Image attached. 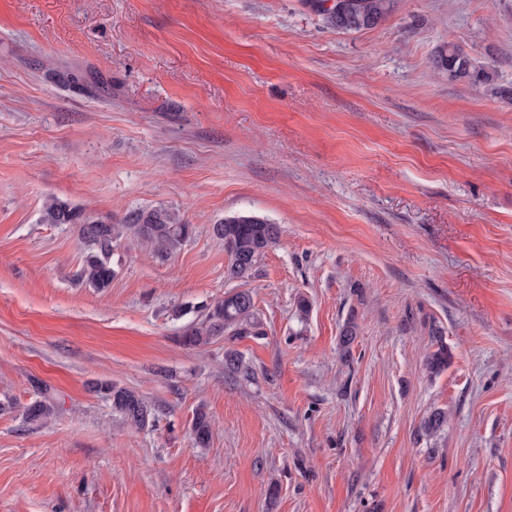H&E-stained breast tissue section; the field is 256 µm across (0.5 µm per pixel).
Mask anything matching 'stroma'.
Instances as JSON below:
<instances>
[{
	"instance_id": "1",
	"label": "stroma",
	"mask_w": 512,
	"mask_h": 512,
	"mask_svg": "<svg viewBox=\"0 0 512 512\" xmlns=\"http://www.w3.org/2000/svg\"><path fill=\"white\" fill-rule=\"evenodd\" d=\"M448 44L494 87L437 71ZM51 198L193 232L166 259L123 241L97 291ZM237 213L282 228L257 324L185 346L238 287L212 234ZM41 383L56 412L33 425ZM4 397L0 512H512V0H395L358 32L311 0H0ZM100 389L112 397L113 407L129 425L142 429L152 421L151 406L135 391L107 382L101 383ZM192 439L198 448H206L212 439V425L210 417L204 408L196 409L191 425Z\"/></svg>"
}]
</instances>
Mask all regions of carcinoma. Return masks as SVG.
Listing matches in <instances>:
<instances>
[{
  "mask_svg": "<svg viewBox=\"0 0 512 512\" xmlns=\"http://www.w3.org/2000/svg\"><path fill=\"white\" fill-rule=\"evenodd\" d=\"M394 7V0H347V7L338 10L324 7L319 10L326 24L340 31H360L383 24ZM434 67L448 74L451 81L490 85L496 70L490 66H475L457 46L442 47L434 60ZM42 221L47 224H78L86 254L77 282L103 291L116 276L114 252L124 238L136 240L140 245L161 257H168L181 249L192 234V225L168 208L155 207L128 212L119 223L110 217H93L82 208L53 199L43 209ZM213 235L224 242L228 257L225 275L230 280L248 281L256 272L258 261L281 238L280 225L252 213H240L212 225ZM256 307L251 289H238L224 300L210 307L202 319L184 333V343L196 347L210 342L226 331L241 334L255 325ZM100 389L112 397L113 407L126 422L138 429L148 426L152 418L151 406L135 391L103 383ZM54 407L47 400H36L24 411L28 423H42L49 419ZM448 415L435 410L420 424L427 436L441 431ZM192 439L198 448H206L212 439L210 417L204 408L196 409L191 425Z\"/></svg>",
  "mask_w": 512,
  "mask_h": 512,
  "instance_id": "carcinoma-1",
  "label": "carcinoma"
}]
</instances>
